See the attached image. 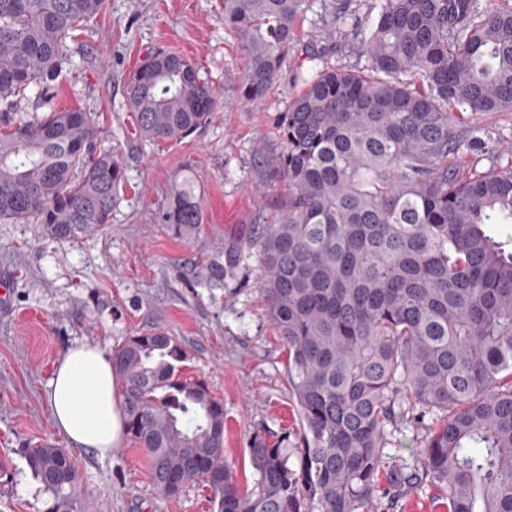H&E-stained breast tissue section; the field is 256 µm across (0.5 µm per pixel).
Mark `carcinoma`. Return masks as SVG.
Segmentation results:
<instances>
[{
  "label": "carcinoma",
  "instance_id": "carcinoma-1",
  "mask_svg": "<svg viewBox=\"0 0 512 512\" xmlns=\"http://www.w3.org/2000/svg\"><path fill=\"white\" fill-rule=\"evenodd\" d=\"M105 0H0V221L41 225L66 242L111 220L125 165L101 146L95 114L49 108L12 114L29 88L47 103L67 40ZM310 0H224V28L245 71L236 100L277 84ZM345 7L322 39L347 35ZM362 67H322L319 52L277 124L265 159L284 195L259 246V291L288 350V392L304 425L299 469L288 432L253 433V484L224 459V404L167 332L112 349L125 434L147 454L153 489L209 491L215 512H360L380 489L390 430L435 416L417 448L447 512H512V163L473 168L483 142L466 113L512 111V0H381L352 24ZM143 135L182 141L220 105L192 60L164 49L128 78ZM192 240L202 224L196 180L173 186L161 215ZM244 246L199 266L224 281ZM48 512H85L79 468L63 448L24 449Z\"/></svg>",
  "mask_w": 512,
  "mask_h": 512
}]
</instances>
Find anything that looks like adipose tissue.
<instances>
[{"instance_id":"adipose-tissue-1","label":"adipose tissue","mask_w":512,"mask_h":512,"mask_svg":"<svg viewBox=\"0 0 512 512\" xmlns=\"http://www.w3.org/2000/svg\"><path fill=\"white\" fill-rule=\"evenodd\" d=\"M49 388L59 431L76 447L107 456L124 432L110 359L97 347L73 346L56 363Z\"/></svg>"}]
</instances>
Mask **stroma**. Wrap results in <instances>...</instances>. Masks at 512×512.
<instances>
[{"mask_svg":"<svg viewBox=\"0 0 512 512\" xmlns=\"http://www.w3.org/2000/svg\"><path fill=\"white\" fill-rule=\"evenodd\" d=\"M177 52L200 68L224 104L210 123L180 142L144 138L125 96V81L155 49ZM69 62L52 104L95 113L103 145L118 148L126 182L109 224L94 235L57 243L38 224L0 222V273L11 276L0 308V512H46L50 499L20 450L27 443L69 448L47 402V382L70 347L111 352L127 337L159 328L189 356L187 375L204 378L224 403V458L249 479L252 433L287 432L300 447L303 425L288 395L287 356L264 312L258 259L250 257L210 287L194 271L217 244L257 236L283 193L268 180L265 158L281 151L277 118L302 87L296 63L259 102L235 103L244 64L224 28V0H106L68 44ZM489 147L485 171L512 160V112L473 116ZM200 188L203 226L195 240L174 239L159 216L178 177ZM87 512H213L206 490L169 498L155 493L147 459L130 438L107 456L69 448ZM439 489L424 484L365 512H444Z\"/></svg>","mask_w":512,"mask_h":512,"instance_id":"1","label":"stroma"}]
</instances>
